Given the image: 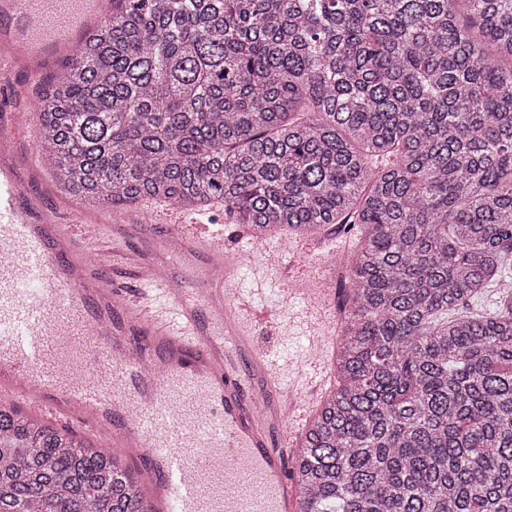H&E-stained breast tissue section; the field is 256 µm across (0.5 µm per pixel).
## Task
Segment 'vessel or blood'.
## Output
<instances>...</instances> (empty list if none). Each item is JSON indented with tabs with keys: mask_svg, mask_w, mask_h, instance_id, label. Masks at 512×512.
Listing matches in <instances>:
<instances>
[{
	"mask_svg": "<svg viewBox=\"0 0 512 512\" xmlns=\"http://www.w3.org/2000/svg\"><path fill=\"white\" fill-rule=\"evenodd\" d=\"M82 0H27L38 39L56 38L61 17ZM21 114L0 115V386L42 410L76 416L111 433L151 478L148 512H295L298 492L271 443L270 426L297 408L281 360L243 332L261 317L253 298L229 282L245 267L266 279L272 264L239 253L224 261V235L180 213L160 242L200 261V289L154 248L102 244L99 227L59 220L18 178L9 144ZM142 286L130 295L114 274ZM303 322H326L317 296Z\"/></svg>",
	"mask_w": 512,
	"mask_h": 512,
	"instance_id": "vessel-or-blood-1",
	"label": "vessel or blood"
}]
</instances>
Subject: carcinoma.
Masks as SVG:
<instances>
[{"mask_svg":"<svg viewBox=\"0 0 512 512\" xmlns=\"http://www.w3.org/2000/svg\"><path fill=\"white\" fill-rule=\"evenodd\" d=\"M67 189L356 229L299 512H512V0H112L35 105ZM147 512L0 407V512Z\"/></svg>","mask_w":512,"mask_h":512,"instance_id":"1","label":"carcinoma"}]
</instances>
